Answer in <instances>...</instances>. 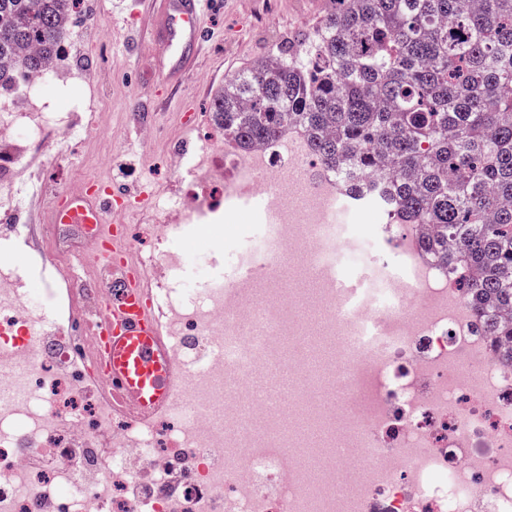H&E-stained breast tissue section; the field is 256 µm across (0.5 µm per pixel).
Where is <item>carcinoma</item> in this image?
I'll use <instances>...</instances> for the list:
<instances>
[{"label":"carcinoma","mask_w":512,"mask_h":512,"mask_svg":"<svg viewBox=\"0 0 512 512\" xmlns=\"http://www.w3.org/2000/svg\"><path fill=\"white\" fill-rule=\"evenodd\" d=\"M80 0H0V90L55 65ZM211 120L247 150L301 128L354 201L426 224L512 360V0H332L224 83Z\"/></svg>","instance_id":"carcinoma-1"}]
</instances>
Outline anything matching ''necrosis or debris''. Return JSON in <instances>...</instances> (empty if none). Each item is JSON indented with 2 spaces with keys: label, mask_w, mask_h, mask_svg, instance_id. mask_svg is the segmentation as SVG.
I'll use <instances>...</instances> for the list:
<instances>
[{
  "label": "necrosis or debris",
  "mask_w": 512,
  "mask_h": 512,
  "mask_svg": "<svg viewBox=\"0 0 512 512\" xmlns=\"http://www.w3.org/2000/svg\"><path fill=\"white\" fill-rule=\"evenodd\" d=\"M94 129L64 112L0 114V139ZM189 172L182 231L244 199L274 215L279 236L248 247L263 268L252 286L163 247L142 260L171 273L156 295L187 378L151 422L108 403L94 373L96 320L73 311L112 281L106 257L68 244L78 225H43L39 261L0 271V512H512V362L419 252L426 225L397 239L406 285L375 269L364 292L345 293L328 263L346 251L342 190L299 130L248 151L225 141L223 160ZM288 253L315 288L281 280ZM56 273L74 293L37 310L27 282ZM284 339L304 391L243 421L250 393L225 396L224 373L260 372Z\"/></svg>",
  "instance_id": "4bbe7bcc"
}]
</instances>
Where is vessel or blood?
<instances>
[{"label":"vessel or blood","instance_id":"obj_1","mask_svg":"<svg viewBox=\"0 0 512 512\" xmlns=\"http://www.w3.org/2000/svg\"><path fill=\"white\" fill-rule=\"evenodd\" d=\"M152 46L158 61L156 82L174 88L193 67L202 46L205 0H151ZM126 188L112 184H88L56 194L47 218L51 224H79L99 237L112 257V292L102 295L97 311L102 323L97 338L98 375L112 385V397L146 420L171 407L183 385L172 347L163 336L153 303V291L132 260L128 235L108 224L112 211L123 209ZM280 363L267 365L255 378L256 386L272 398L286 397L280 383Z\"/></svg>","mask_w":512,"mask_h":512}]
</instances>
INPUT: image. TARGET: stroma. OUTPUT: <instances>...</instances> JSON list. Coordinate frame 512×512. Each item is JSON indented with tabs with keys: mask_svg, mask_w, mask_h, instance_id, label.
<instances>
[{
	"mask_svg": "<svg viewBox=\"0 0 512 512\" xmlns=\"http://www.w3.org/2000/svg\"><path fill=\"white\" fill-rule=\"evenodd\" d=\"M330 8L331 0H207L198 66L171 92L151 78L156 58L143 0H81L41 99L29 100L23 90L1 94L0 112H70L79 125L95 118L101 131L76 145L51 137L37 144L29 165L16 172L17 184L33 187L34 198L47 204L55 193L79 187L90 170L103 169L107 181L131 192L116 221L131 224L137 248L151 250L152 226L162 215L140 211L137 193L164 198L180 191L185 176L178 155L198 151L211 133V102L225 81L299 31L314 29ZM189 107L197 115L191 124L183 121ZM262 222L260 213L230 207L223 236L203 226L172 245L198 260L217 244L230 255Z\"/></svg>",
	"mask_w": 512,
	"mask_h": 512,
	"instance_id": "stroma-1",
	"label": "stroma"
}]
</instances>
